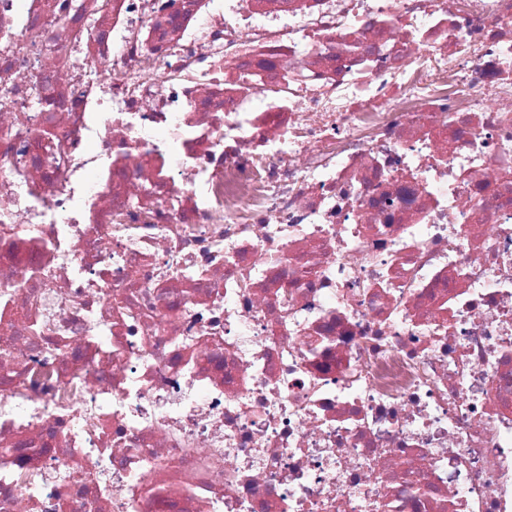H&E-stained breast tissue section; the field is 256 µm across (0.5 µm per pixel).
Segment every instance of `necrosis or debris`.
I'll return each instance as SVG.
<instances>
[{
    "mask_svg": "<svg viewBox=\"0 0 512 512\" xmlns=\"http://www.w3.org/2000/svg\"><path fill=\"white\" fill-rule=\"evenodd\" d=\"M0 512H512V0H0Z\"/></svg>",
    "mask_w": 512,
    "mask_h": 512,
    "instance_id": "obj_1",
    "label": "necrosis or debris"
}]
</instances>
